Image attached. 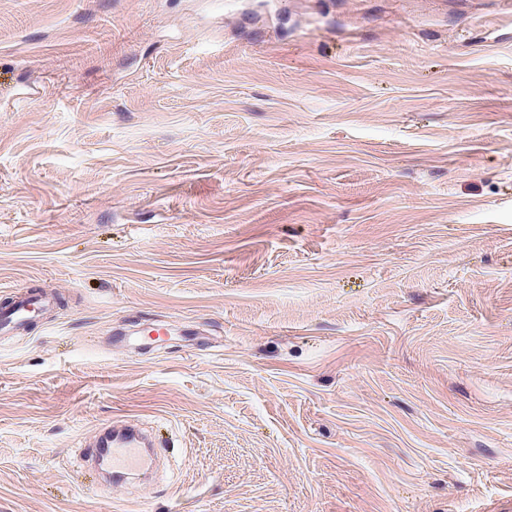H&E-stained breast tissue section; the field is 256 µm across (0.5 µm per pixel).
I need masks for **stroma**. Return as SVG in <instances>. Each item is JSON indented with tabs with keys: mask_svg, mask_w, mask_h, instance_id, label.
<instances>
[{
	"mask_svg": "<svg viewBox=\"0 0 512 512\" xmlns=\"http://www.w3.org/2000/svg\"><path fill=\"white\" fill-rule=\"evenodd\" d=\"M21 288L0 512H512V0H0ZM49 303L48 298H43V295L34 298L31 294H18L9 308H0V333L10 334L24 328L30 323L34 311ZM146 438L137 430L126 428L122 430L105 429V432L93 451L99 462L104 461L109 478L101 483L108 489L113 485H121L130 476L147 470L149 461L144 448L152 447Z\"/></svg>",
	"mask_w": 512,
	"mask_h": 512,
	"instance_id": "1",
	"label": "stroma"
}]
</instances>
